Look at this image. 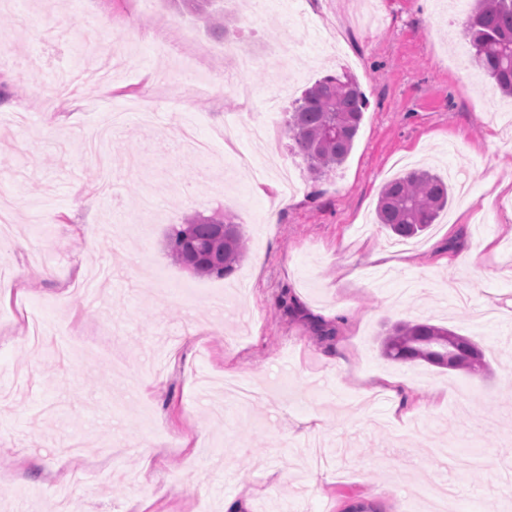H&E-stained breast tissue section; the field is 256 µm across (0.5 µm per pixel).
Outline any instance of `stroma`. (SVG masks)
Returning a JSON list of instances; mask_svg holds the SVG:
<instances>
[{
	"label": "stroma",
	"mask_w": 512,
	"mask_h": 512,
	"mask_svg": "<svg viewBox=\"0 0 512 512\" xmlns=\"http://www.w3.org/2000/svg\"><path fill=\"white\" fill-rule=\"evenodd\" d=\"M138 4L129 20L122 0L0 8L13 92L0 103V478L17 486L0 489V512H55L50 478L94 457L79 512L137 498L150 512H224L243 483L248 512H432L444 481L447 512H512V193L499 188L512 179V99L476 66L453 0H267L260 18L226 15L222 34L174 0ZM287 36L291 65L240 73L253 100L220 89L225 41L264 61ZM112 51L108 86L56 104L61 69ZM161 70L213 88L173 105L153 89ZM344 72L367 104L326 178H309L283 126L225 141V121L264 112L276 87L290 89L286 113ZM240 152L258 166L287 158L297 192L283 195L273 170L244 178ZM421 165L450 200L403 245L377 224V198ZM217 212L248 239L236 271L174 264L170 227ZM417 318L478 343L491 374L383 359L378 334ZM35 323L108 351L59 360L28 342ZM383 378L397 393L372 389ZM144 445L163 456L144 461Z\"/></svg>",
	"instance_id": "stroma-1"
}]
</instances>
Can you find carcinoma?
<instances>
[{"label":"carcinoma","mask_w":512,"mask_h":512,"mask_svg":"<svg viewBox=\"0 0 512 512\" xmlns=\"http://www.w3.org/2000/svg\"><path fill=\"white\" fill-rule=\"evenodd\" d=\"M212 2L186 0L212 29L222 31L224 13L206 11ZM464 32L478 67L503 95L512 96V0H473ZM364 108L363 93L346 74L317 80L294 102L285 132L313 180L325 178L345 162ZM448 201L449 186L442 177L426 169L411 170L384 184L376 219L395 236L409 239L433 224ZM168 252L183 268L193 264L195 275L226 277L245 255L244 234L228 215H198L171 228ZM453 335L454 331L429 320L401 321L378 337L379 351L392 362L467 369L471 354L481 350L466 337L455 350V363L437 358Z\"/></svg>","instance_id":"cac0c4a2"}]
</instances>
